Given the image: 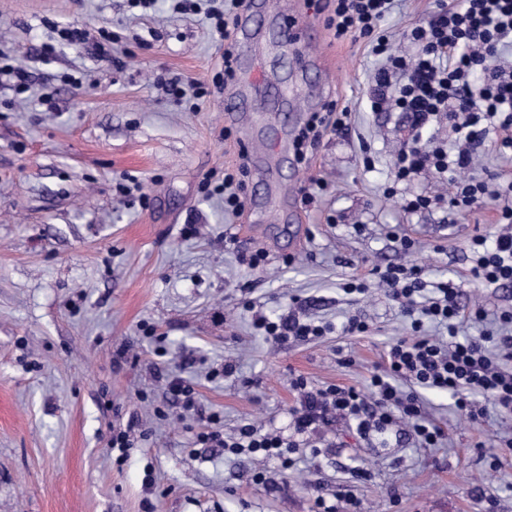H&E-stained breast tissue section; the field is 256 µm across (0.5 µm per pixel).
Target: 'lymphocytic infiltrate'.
Listing matches in <instances>:
<instances>
[{"mask_svg": "<svg viewBox=\"0 0 512 512\" xmlns=\"http://www.w3.org/2000/svg\"><path fill=\"white\" fill-rule=\"evenodd\" d=\"M394 3L336 0L328 27L334 39L364 40L382 59L373 75L370 109L404 113L409 127L394 157L396 180H407L424 170L451 175L448 203L465 210L490 192L487 182L467 175L476 145L491 135L498 152H512V68L500 62L503 48L512 44V0H438L436 11L426 20L403 31V38L415 48L409 57L396 53L381 29ZM245 5L246 0H226L224 9H205L201 0H189L187 8L204 14L210 28L229 46L238 13ZM443 119L456 135L452 153L422 137L425 128ZM349 120L348 109L333 102L324 112L312 114L297 146L299 158H306L308 147L325 135L346 132ZM498 221L506 230L494 241L477 237L471 242L475 255L471 277L485 287L512 283V198L499 207ZM379 280L409 319L411 332L390 348L386 372L372 373L370 394L335 384L315 387L299 376L291 381L297 395L290 411L291 437L264 432L247 423L230 437L219 428H211L198 435L199 444L235 456L275 460L287 471L293 468V454L303 439L337 423L353 426L366 437L402 421L421 444L435 446L443 432L425 416L418 395L422 389L448 393L457 411L474 425L481 424L484 417L483 409L472 401L478 393L489 396L502 412L511 415L512 372H505L501 363L512 361V332L498 336L492 349L484 336L458 338L459 326L483 319L484 309L460 306V287L448 280L436 283L432 287L435 297L419 305L418 296L429 287L418 266L386 267ZM427 319L443 325L448 340L423 335L421 329ZM254 325L277 346L292 339L318 338L326 332L325 327L301 321L292 312L274 320L256 316ZM398 377L409 379L412 390L398 388L394 383Z\"/></svg>", "mask_w": 512, "mask_h": 512, "instance_id": "obj_1", "label": "lymphocytic infiltrate"}]
</instances>
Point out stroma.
Segmentation results:
<instances>
[{"label":"stroma","mask_w":512,"mask_h":512,"mask_svg":"<svg viewBox=\"0 0 512 512\" xmlns=\"http://www.w3.org/2000/svg\"><path fill=\"white\" fill-rule=\"evenodd\" d=\"M257 2L251 37L229 46L237 79L220 90L228 46L174 0L147 10L131 0H0V55L28 86L18 96L15 77L0 75V512H312L317 493L338 489L361 512H512V447L501 445L512 415L492 410L474 426L445 394L423 395L444 432L436 447L407 430L364 438L339 424L296 453L282 491L252 482L254 463L196 446L214 424L228 435L247 421L286 431L293 377L366 389L406 328L376 270L417 263L426 281L460 284L461 303L488 313L464 323L465 336L496 329L512 310V285L482 288L469 274L472 237L500 230L494 202L452 212L431 173L395 182L404 117L367 105L379 58L333 38L330 6ZM288 17L299 39L285 48L276 33ZM72 25L117 33L112 62L61 41ZM159 77L211 93L177 104L155 87ZM46 93L54 111L39 103ZM231 96L250 109L225 111ZM331 100L351 110L347 133L298 162L308 116ZM243 157L236 216L202 184L221 183ZM314 176L325 189L311 188ZM390 186L396 196L385 195ZM419 194L430 207L403 211ZM401 236L416 252L401 250ZM258 249L264 260L249 266ZM355 278L370 293H345ZM291 310L330 332L274 346L252 326L255 313ZM352 315L367 333H342ZM228 360L237 369L224 377ZM170 375L194 384L195 413L174 405ZM119 428L134 436L120 459L108 447Z\"/></svg>","instance_id":"stroma-1"}]
</instances>
